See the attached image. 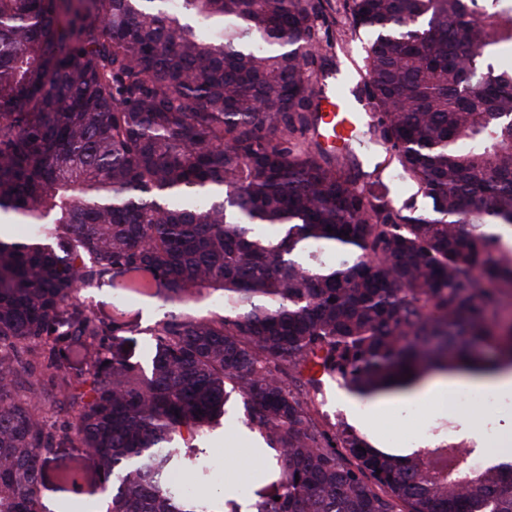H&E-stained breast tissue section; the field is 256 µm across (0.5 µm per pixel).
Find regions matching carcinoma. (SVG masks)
<instances>
[{"label": "carcinoma", "instance_id": "carcinoma-1", "mask_svg": "<svg viewBox=\"0 0 512 512\" xmlns=\"http://www.w3.org/2000/svg\"><path fill=\"white\" fill-rule=\"evenodd\" d=\"M325 2L0 0V222L37 228L0 232V512L49 483L67 512H214L170 475L232 396L280 470L254 512H512V462L473 467L448 419L397 457L315 406L512 369V0H342L424 209L320 141ZM137 280L177 306L144 362L77 297ZM346 392L347 390L344 387L336 382H331L325 385L323 395L319 396L318 409L330 422L334 423L338 419L344 418L353 425L346 412L342 409L341 399Z\"/></svg>", "mask_w": 512, "mask_h": 512}]
</instances>
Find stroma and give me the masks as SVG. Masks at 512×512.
<instances>
[{"mask_svg": "<svg viewBox=\"0 0 512 512\" xmlns=\"http://www.w3.org/2000/svg\"><path fill=\"white\" fill-rule=\"evenodd\" d=\"M327 14V45L322 52L323 68L328 75L346 76L348 99L353 106H360L366 97L359 75L366 37L363 33L353 31L345 22L338 0H329ZM357 136L359 145L353 154L341 157V164L354 172L373 173L377 191L384 193L394 204L408 200L416 191L415 185L409 181L399 186L393 183L392 175L396 166L387 161L382 145L371 142L367 127H360ZM80 298L107 313L111 312L113 306H124L138 313V322L143 327L153 324L169 308L168 303L160 297L130 298L125 291L108 286L82 290ZM445 416L453 417L455 421L450 432L452 438L474 444L487 456L500 448L499 443L488 442V431L512 434V398H498L496 406L487 407L463 402L458 392L438 400L428 408L399 404L379 419L378 428L386 442L394 448L403 443L422 441L430 428ZM197 445L201 461H209L214 465L211 478L206 483H199L198 474L192 469L185 471L183 477L185 482L193 484L196 493L207 497L209 502L222 505L224 488L229 484L234 486L238 498L251 502L270 492L273 478L264 465L269 449L258 433L244 425L240 402H231L225 417L209 429Z\"/></svg>", "mask_w": 512, "mask_h": 512, "instance_id": "obj_1", "label": "stroma"}]
</instances>
